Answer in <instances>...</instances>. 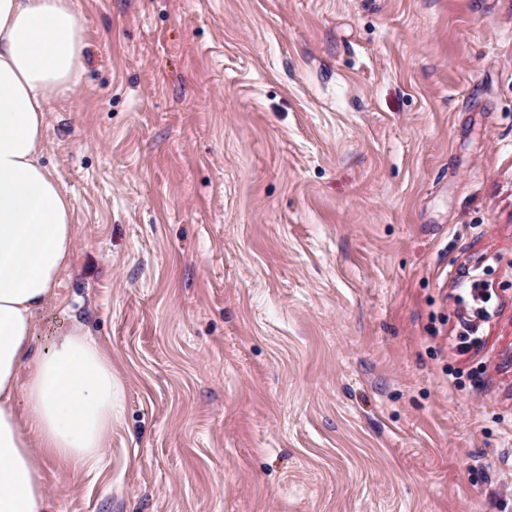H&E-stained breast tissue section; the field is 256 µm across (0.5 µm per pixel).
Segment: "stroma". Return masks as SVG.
<instances>
[{
  "label": "stroma",
  "mask_w": 512,
  "mask_h": 512,
  "mask_svg": "<svg viewBox=\"0 0 512 512\" xmlns=\"http://www.w3.org/2000/svg\"><path fill=\"white\" fill-rule=\"evenodd\" d=\"M75 3L32 347L80 320L122 400L52 512H512V0ZM471 304L462 315L459 322V328L456 333L457 348L464 353L469 350L470 346L476 343L481 337L475 336L479 329L477 320L487 323L492 317L491 301L492 294L490 288L481 280L474 279L470 285Z\"/></svg>",
  "instance_id": "stroma-1"
}]
</instances>
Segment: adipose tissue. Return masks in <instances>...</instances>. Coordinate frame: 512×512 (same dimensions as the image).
<instances>
[{"instance_id":"ef3b65f1","label":"adipose tissue","mask_w":512,"mask_h":512,"mask_svg":"<svg viewBox=\"0 0 512 512\" xmlns=\"http://www.w3.org/2000/svg\"><path fill=\"white\" fill-rule=\"evenodd\" d=\"M74 0H0V512H50L46 461L89 468L120 412L112 357L81 325L31 350L73 255V203L42 162L46 106L78 90Z\"/></svg>"}]
</instances>
